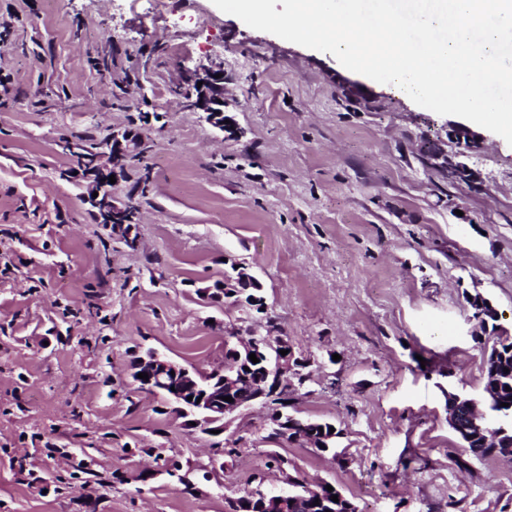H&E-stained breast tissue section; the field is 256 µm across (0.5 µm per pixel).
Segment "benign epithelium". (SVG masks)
I'll return each mask as SVG.
<instances>
[{
  "instance_id": "benign-epithelium-1",
  "label": "benign epithelium",
  "mask_w": 512,
  "mask_h": 512,
  "mask_svg": "<svg viewBox=\"0 0 512 512\" xmlns=\"http://www.w3.org/2000/svg\"><path fill=\"white\" fill-rule=\"evenodd\" d=\"M224 66L213 61L200 62L192 68L185 69L183 74L184 96L187 108L192 112H200L204 119L214 128L222 131L226 127L224 116ZM70 150L81 159L82 179L86 181V196L104 215L106 223L124 233L123 241L128 243L125 225L129 223L128 211L116 205L112 200V184L109 177H120L122 173L121 159L129 147L124 145L118 135L107 138L90 156L83 155L80 144H70ZM464 152L454 155L438 153L435 158L442 160V166L448 176L454 180L471 183L476 179L475 172L460 157ZM234 275L227 276L225 291L232 292L237 279L256 280L249 267L239 261L233 262ZM469 304L477 312V318L487 315L496 316L498 312L492 303L483 295H468ZM277 329L267 326V335L252 341L242 342L232 348L233 356L241 360L250 354L267 362L263 376L251 382L252 390L236 392L238 376L224 372V366L212 369L214 376L205 378L202 372L180 365L154 350L147 351L131 365V377L142 391L163 395L173 404V411L180 417L195 423L193 429L209 435L213 430H224L228 426V418L236 411L260 402L269 408L266 417V428L278 434L298 432L305 436V444L318 451L326 448L318 442L309 430L310 424L290 416L284 420L280 415L279 401L286 397H296L307 378L294 364L293 352L288 337L275 335ZM287 351L281 355L280 351ZM146 373L149 379L144 380L138 374ZM192 400H187V397ZM232 397L227 402L224 397ZM448 396L455 400L453 409L448 415V425L466 442H476L483 434L482 421L475 418L471 411L478 409V402L473 398L454 391ZM285 487L279 492L265 497L258 505L259 512H288V507L298 503V498L291 496L292 488L300 485V481L290 474L284 476Z\"/></svg>"
}]
</instances>
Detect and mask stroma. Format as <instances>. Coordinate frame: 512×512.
Segmentation results:
<instances>
[{
  "instance_id": "obj_1",
  "label": "stroma",
  "mask_w": 512,
  "mask_h": 512,
  "mask_svg": "<svg viewBox=\"0 0 512 512\" xmlns=\"http://www.w3.org/2000/svg\"><path fill=\"white\" fill-rule=\"evenodd\" d=\"M164 2L0 0V512H225L287 474L359 512H512V461L460 469L447 398L482 392L467 294L512 332V146L477 128L479 180L452 181L428 159L461 117L212 0ZM207 57L222 133L179 93ZM114 131L145 148L112 190L134 205L127 244L64 148ZM232 261L309 361L294 407L342 431L344 461L266 441L258 405L201 434L133 382L147 349L207 372L228 337L264 334L205 294Z\"/></svg>"
}]
</instances>
